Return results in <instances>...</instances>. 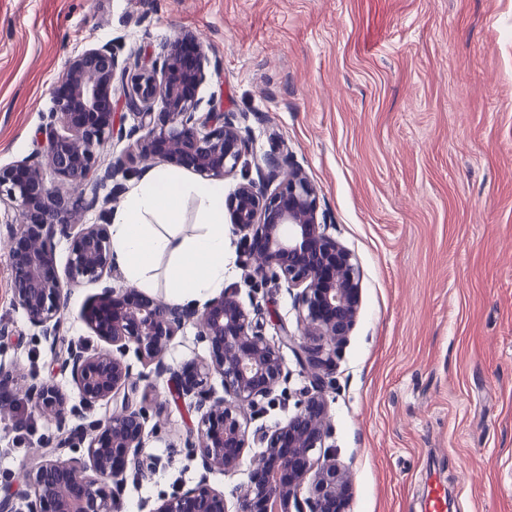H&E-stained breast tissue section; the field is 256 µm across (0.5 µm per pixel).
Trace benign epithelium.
I'll list each match as a JSON object with an SVG mask.
<instances>
[{
	"mask_svg": "<svg viewBox=\"0 0 512 512\" xmlns=\"http://www.w3.org/2000/svg\"><path fill=\"white\" fill-rule=\"evenodd\" d=\"M185 40L197 49L188 66L179 55ZM127 70L109 45L69 59L58 79L67 93L54 96V120L40 129L39 150L0 166V203L15 211L17 223L7 240L12 297L29 324L45 341L59 345L68 288L81 281L102 285L86 322L106 346L69 344L60 352L79 404L67 406L51 381L33 379L18 387L40 413L53 416L60 433L56 447L40 462L19 471L26 487L24 512H123L127 475L148 481L158 465V459L144 456L146 411L134 407V399L141 382L167 374L176 383V396L192 398L200 414L186 447L204 474L191 488L177 486L161 495L149 512H228L224 492L212 487L207 475L237 472L253 446L261 448L260 462L239 486L235 512H348L352 478L327 444L332 424L325 375L360 315L359 267L350 251L327 234V223L318 220L312 182L295 167L281 172L271 155L267 182L239 183L225 206L246 266L264 280L286 285L292 295L301 336L284 327L278 339L267 338L258 320L260 308H246L235 289L224 290L199 311L113 288L117 266L107 225L73 222L99 203L98 188L112 171L128 161L160 159L221 180L236 172L250 149L230 114L212 106L200 111L197 89L207 79V58L195 36L166 41L150 67L129 78ZM118 73L125 106L137 118L135 153L106 167L96 180L98 150L114 134L112 103L104 90ZM46 169L59 184L46 183ZM58 236L69 249L63 278L53 266ZM188 322L200 340L210 343L211 359L179 370L165 361V353ZM284 346L310 386L300 392L294 414L250 436L241 417L274 406L273 394L290 377ZM132 357L153 370L133 373ZM213 373L222 378L221 396L207 387ZM101 401L115 403V409L89 423L68 425ZM66 450L74 456L64 457Z\"/></svg>",
	"mask_w": 512,
	"mask_h": 512,
	"instance_id": "benign-epithelium-1",
	"label": "benign epithelium"
}]
</instances>
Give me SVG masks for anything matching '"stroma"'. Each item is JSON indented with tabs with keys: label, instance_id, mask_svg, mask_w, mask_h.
<instances>
[{
	"label": "stroma",
	"instance_id": "stroma-1",
	"mask_svg": "<svg viewBox=\"0 0 512 512\" xmlns=\"http://www.w3.org/2000/svg\"><path fill=\"white\" fill-rule=\"evenodd\" d=\"M189 32L203 42L204 104L250 139L224 188L281 147L316 185L327 232L361 271V313L332 373L331 442L353 483L351 512H512V0H0V165L30 155L68 58L111 44L122 61ZM153 163L99 189L84 224H106ZM227 287L259 305L266 336L295 330L286 286L256 289L228 232ZM100 288L72 287L67 340L100 345L82 315ZM0 364L69 373L12 298L0 246ZM149 482L125 512L202 474L185 441L199 415L152 379ZM57 428L21 396L0 403V498L54 447Z\"/></svg>",
	"mask_w": 512,
	"mask_h": 512
}]
</instances>
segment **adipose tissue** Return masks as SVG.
Masks as SVG:
<instances>
[{"mask_svg": "<svg viewBox=\"0 0 512 512\" xmlns=\"http://www.w3.org/2000/svg\"><path fill=\"white\" fill-rule=\"evenodd\" d=\"M196 210L183 230V205ZM111 249L130 285L148 293L167 282L172 304L222 292L227 276L224 184L157 168L129 191L111 219Z\"/></svg>", "mask_w": 512, "mask_h": 512, "instance_id": "adipose-tissue-1", "label": "adipose tissue"}]
</instances>
